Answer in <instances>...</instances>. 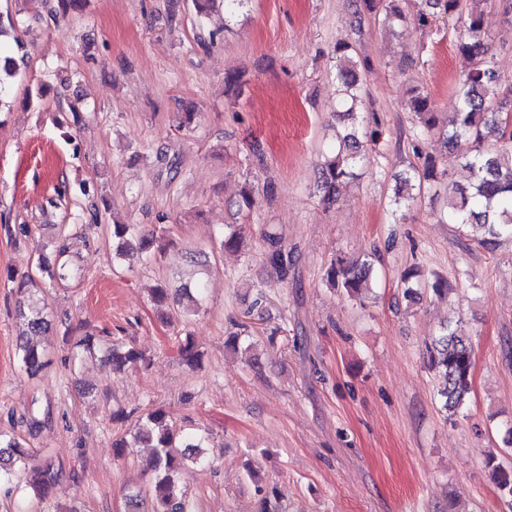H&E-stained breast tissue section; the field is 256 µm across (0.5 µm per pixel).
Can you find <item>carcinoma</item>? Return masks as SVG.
<instances>
[{
  "label": "carcinoma",
  "mask_w": 512,
  "mask_h": 512,
  "mask_svg": "<svg viewBox=\"0 0 512 512\" xmlns=\"http://www.w3.org/2000/svg\"><path fill=\"white\" fill-rule=\"evenodd\" d=\"M404 0H355L353 19L359 23L370 15L381 20L388 29L406 18L402 8ZM464 0H421L413 14L420 26L436 23H453L457 27V48L471 60V67L462 73L455 83L457 110L448 122L440 120L430 96L415 88L406 100L405 110L415 117L410 134V148L418 164L401 174L393 203H415L424 191L448 179V161L426 152L434 139L444 145L465 138L472 142L473 152L465 158L464 167L469 171L472 183L455 186L447 196L445 222L448 224H475L484 229L477 243L491 245L502 237H512V130L503 124L501 113L512 108V98L497 89L500 78L496 62L490 52V38L483 25V15L477 8L464 10ZM23 9L0 11V111L9 106L10 91L20 76L19 68L11 66L14 51L24 48L18 35L23 26ZM335 79L339 92L338 116L343 134L331 155L321 165L322 180L319 185L321 200L333 205L338 200L339 186L346 180L358 177V170L369 152L375 150L382 138V123L372 117V123H364L360 103L363 99V74L368 68L350 45L335 46ZM494 144H488L489 140ZM114 250L120 256L131 249L144 250L149 241L141 236L134 224L113 225ZM244 230L235 224L225 225L223 249L237 251L243 243ZM76 243L70 238L55 242L54 263L39 259L37 269L47 274L45 287L56 288L80 277L75 263ZM375 254L368 253L360 262L347 264L338 258L326 272V280L343 290L347 297L359 299L371 279ZM264 262L280 282L288 281L294 260L292 252L273 236L267 237ZM19 314L27 331L39 334L48 328L46 306L29 301L25 285L18 288ZM21 365L30 376L39 375L47 366L44 354L29 344L20 346ZM178 352L192 369L201 367V354L190 334L178 340ZM428 366L438 371L446 385L440 390L441 410L450 425L456 424V416L467 405L471 392L474 365L471 339L458 324L447 323L442 333L426 345ZM143 360V354L132 345L123 342L112 345L107 362L112 369L135 368ZM135 439L153 449V479L148 493L153 502V512H195L184 489L188 463L198 466L208 464L201 456L203 437L176 427L169 412L158 407L139 420ZM29 456L27 444L17 437H0V483L10 481L13 467ZM485 468L500 493L512 504V466L504 465L495 454L485 460ZM61 474L47 465L25 472V486L34 497L49 498L59 485ZM261 494L257 512H280L272 505L278 499L275 490L256 486Z\"/></svg>",
  "instance_id": "cac0c4a2"
}]
</instances>
